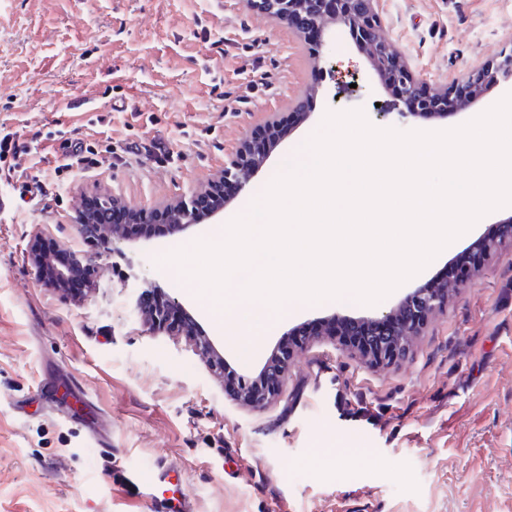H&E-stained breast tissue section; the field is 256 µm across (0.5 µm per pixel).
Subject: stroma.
I'll list each match as a JSON object with an SVG mask.
<instances>
[{
    "instance_id": "stroma-1",
    "label": "stroma",
    "mask_w": 512,
    "mask_h": 512,
    "mask_svg": "<svg viewBox=\"0 0 512 512\" xmlns=\"http://www.w3.org/2000/svg\"><path fill=\"white\" fill-rule=\"evenodd\" d=\"M378 12L381 36L430 85H463L512 50V0H379ZM327 39L330 56L315 60L295 26L246 0H0V136L38 137L47 160L33 174L50 189L0 213V512H154L148 491L120 472L161 463L180 473L193 512H512L511 240L449 294L406 362L377 367L322 335L289 361L282 397L256 407L212 371L196 339L210 338L250 383L291 330L395 311L452 252L372 306L297 302L245 360L196 281L162 261L211 237L245 199L191 235L113 252L80 231L83 196L161 211L204 189L267 116L287 119L304 93L309 118L279 141L251 196L326 112L438 131L512 92L491 85L442 119L383 116L389 94L347 29ZM70 138L96 143L97 164L55 171L50 159ZM157 142L163 157L114 159ZM44 239L80 255L84 291L36 276L30 248ZM148 289L177 298L190 323L149 334L136 309ZM339 442L365 459L339 473L312 461L314 446Z\"/></svg>"
}]
</instances>
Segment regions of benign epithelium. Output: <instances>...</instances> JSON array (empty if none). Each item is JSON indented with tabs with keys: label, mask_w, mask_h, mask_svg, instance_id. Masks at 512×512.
I'll return each mask as SVG.
<instances>
[{
	"label": "benign epithelium",
	"mask_w": 512,
	"mask_h": 512,
	"mask_svg": "<svg viewBox=\"0 0 512 512\" xmlns=\"http://www.w3.org/2000/svg\"><path fill=\"white\" fill-rule=\"evenodd\" d=\"M257 5L263 12L276 20L291 22L300 20V31L321 32L329 25H341L348 28L351 36L367 55L382 85L390 93L387 107L399 111V115L445 117L455 111H463L477 103L483 89L499 82L502 78L512 77V53L505 54L497 64L486 65L467 76L465 85L469 91L466 99H460L448 92V87L438 85L431 90L425 89V83L411 68L398 59L394 47L380 39L377 29L380 17L377 0H246ZM280 123L276 116H270L264 125V136L253 138L243 144L236 156L224 166L222 184H232L235 193L225 198L224 206L233 204L245 196L251 187L255 174L265 165L269 153L267 143L276 137ZM199 196L193 195L179 204L170 206L167 211L173 213L174 220L168 225L171 233H181L196 226V206ZM136 224L112 225V244L134 241L138 236L134 231ZM448 301V288H419L407 294L399 304L400 312L394 318L391 314L374 316L371 323L379 326L375 332L373 346L378 354L377 364L385 365L395 361L394 354L408 350L412 338L419 334L422 326ZM183 309L175 299L159 300L153 309L147 311L145 322L154 332L168 329V315ZM199 349L209 361L211 368L222 374L225 371L224 358L215 352L208 339L199 341ZM288 365V356L265 364L262 376L265 385L239 388L240 398L248 403L263 405L281 393V382Z\"/></svg>",
	"instance_id": "benign-epithelium-1"
}]
</instances>
